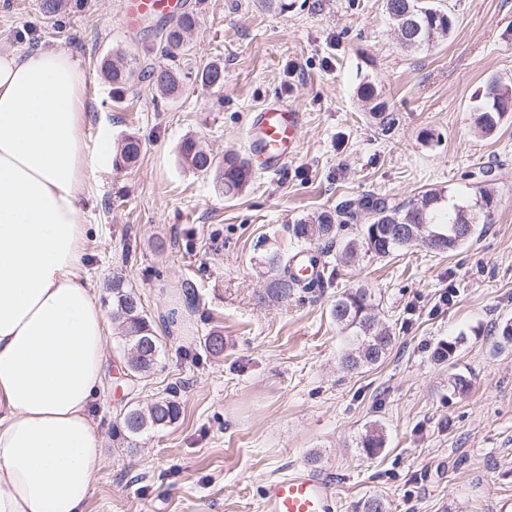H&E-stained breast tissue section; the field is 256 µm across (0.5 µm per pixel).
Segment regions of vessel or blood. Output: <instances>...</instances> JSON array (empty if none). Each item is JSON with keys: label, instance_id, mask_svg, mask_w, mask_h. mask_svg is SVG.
I'll list each match as a JSON object with an SVG mask.
<instances>
[{"label": "vessel or blood", "instance_id": "vessel-or-blood-1", "mask_svg": "<svg viewBox=\"0 0 512 512\" xmlns=\"http://www.w3.org/2000/svg\"><path fill=\"white\" fill-rule=\"evenodd\" d=\"M185 0H123L122 15L127 30H136L142 17L165 21L183 13ZM303 114L282 101L266 104L254 112L247 139L256 166L277 171L296 151ZM263 512H339L330 482L307 469H298L267 483Z\"/></svg>", "mask_w": 512, "mask_h": 512}]
</instances>
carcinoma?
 Masks as SVG:
<instances>
[{"instance_id": "1", "label": "carcinoma", "mask_w": 512, "mask_h": 512, "mask_svg": "<svg viewBox=\"0 0 512 512\" xmlns=\"http://www.w3.org/2000/svg\"><path fill=\"white\" fill-rule=\"evenodd\" d=\"M385 11L395 30L400 32L401 45L407 50L430 47L448 38L454 19L449 11L432 5L429 0H385ZM415 19L416 34L408 32V21ZM196 26L193 13L184 12L171 20L158 32L162 55L176 62L189 45V38ZM105 77L114 84L130 82L132 70L109 63L104 68ZM142 78L148 80L162 95H174L180 88L178 67L141 70ZM199 82L204 89L224 84V69L218 65L205 67ZM358 95L370 105L373 114L385 112L376 86L363 81L357 89ZM512 109V94L496 83L489 84L483 93L478 123L487 132L493 131L502 113ZM141 152V143L134 136L125 138L119 158L125 165L134 163ZM182 163L202 174H212L224 188V195L233 197L241 192L253 179L249 163L234 153L218 160L201 143L185 138L180 145ZM496 207L495 196L483 186H475L464 197L441 189H428L418 198L406 203L391 202L383 197L364 195L356 200H344L332 211L301 219L288 225V234L297 251L271 252L265 264L273 271L262 298L286 300L304 284L300 271L304 269L302 258L310 257L314 277L323 280L324 271L319 269L320 258L332 255L331 247L340 245L339 258L352 263L360 255L386 258L411 247L407 235L408 227L424 225L422 234L437 235L443 245L441 252L451 253L468 243L475 232H467V225L488 223ZM362 223L358 234L340 240V232L351 223ZM330 318L336 328L347 339V349L340 358V369L346 373L379 364L390 352L394 336L381 324L377 305L368 288H351L336 296L330 309ZM112 325L119 331L131 356L127 370L133 377L144 378L156 368L162 348L157 335L145 313L141 298L120 277L112 279ZM180 416V404L172 394L158 398L146 408L130 405L112 425V437L129 448L137 447L150 433L168 427ZM384 447L382 428L369 426L361 440V449L374 455Z\"/></svg>"}]
</instances>
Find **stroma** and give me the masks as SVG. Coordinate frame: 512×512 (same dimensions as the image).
<instances>
[{
    "instance_id": "obj_1",
    "label": "stroma",
    "mask_w": 512,
    "mask_h": 512,
    "mask_svg": "<svg viewBox=\"0 0 512 512\" xmlns=\"http://www.w3.org/2000/svg\"><path fill=\"white\" fill-rule=\"evenodd\" d=\"M122 0H0V51H67L85 77L86 132L112 145L140 138L135 166L94 160L83 200L87 273L100 287L122 277L163 338L146 378L127 379L119 334L107 347L94 401L104 455L85 512H262L266 483L312 467L335 488L340 512L382 497L388 512H512V112L481 132L485 86L512 89V0H434L456 19L449 37L404 49L383 0H188L196 16L181 57V88L156 97L140 77L106 81L104 63L166 65L157 23L135 33ZM224 67L222 87L198 72ZM375 83L388 125L363 106ZM281 100L304 115L296 154L235 197L179 158L201 141L216 158L245 154L252 112ZM497 198L490 223L451 254L417 245L387 258L335 262L328 284L287 302L258 303L266 252L289 246L288 227L365 194L406 202L427 189L465 193L483 180ZM196 299L184 295L185 282ZM369 288L393 347L379 366L344 373L329 311L338 294ZM224 337L212 355L204 340ZM457 340L449 363L439 343ZM469 381L448 388L450 374ZM176 387L179 419L138 447L112 442L130 404ZM385 434L375 457L357 447L370 424Z\"/></svg>"
}]
</instances>
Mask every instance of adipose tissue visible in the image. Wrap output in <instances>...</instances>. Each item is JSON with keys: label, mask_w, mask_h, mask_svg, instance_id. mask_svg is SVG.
Instances as JSON below:
<instances>
[{"label": "adipose tissue", "mask_w": 512, "mask_h": 512, "mask_svg": "<svg viewBox=\"0 0 512 512\" xmlns=\"http://www.w3.org/2000/svg\"><path fill=\"white\" fill-rule=\"evenodd\" d=\"M83 75L0 53V512H84L103 457L91 404L107 318L84 266Z\"/></svg>", "instance_id": "obj_1"}]
</instances>
